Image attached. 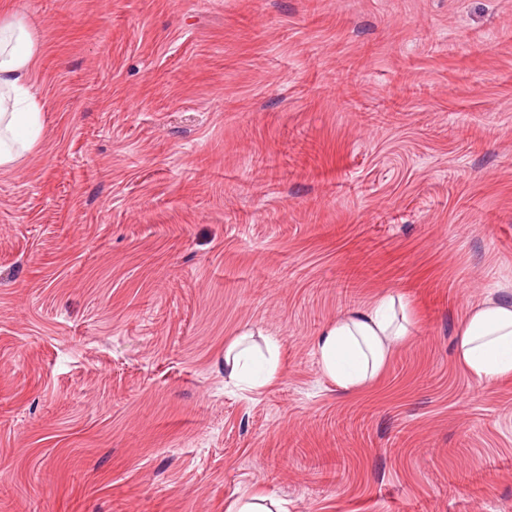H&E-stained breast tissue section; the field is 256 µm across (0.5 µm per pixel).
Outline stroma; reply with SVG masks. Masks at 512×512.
I'll return each mask as SVG.
<instances>
[{
    "mask_svg": "<svg viewBox=\"0 0 512 512\" xmlns=\"http://www.w3.org/2000/svg\"><path fill=\"white\" fill-rule=\"evenodd\" d=\"M43 136L0 172V512H512V0H0ZM384 293L365 388L313 340ZM286 368L224 381V345ZM456 336V357L472 375L512 378V292L469 308ZM416 330L417 319L405 297L380 295L320 332L314 341L320 370L344 392L361 390ZM284 370L280 340L245 330L224 347V379L258 390L274 384ZM226 512H284L280 502L252 495L233 500L226 507Z\"/></svg>",
    "mask_w": 512,
    "mask_h": 512,
    "instance_id": "35a3bbf8",
    "label": "stroma"
}]
</instances>
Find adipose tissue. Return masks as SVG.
Returning <instances> with one entry per match:
<instances>
[{"label":"adipose tissue","mask_w":512,"mask_h":512,"mask_svg":"<svg viewBox=\"0 0 512 512\" xmlns=\"http://www.w3.org/2000/svg\"><path fill=\"white\" fill-rule=\"evenodd\" d=\"M37 38L11 12L0 13V170L14 168L42 134L41 106L29 90ZM416 316L405 297L383 294L327 325L314 341L322 373L355 392L376 378L395 347L415 334ZM455 354L478 379L512 378V296L487 298L466 312ZM284 370L277 337L245 330L224 348V377L258 390Z\"/></svg>","instance_id":"ef3b65f1"}]
</instances>
